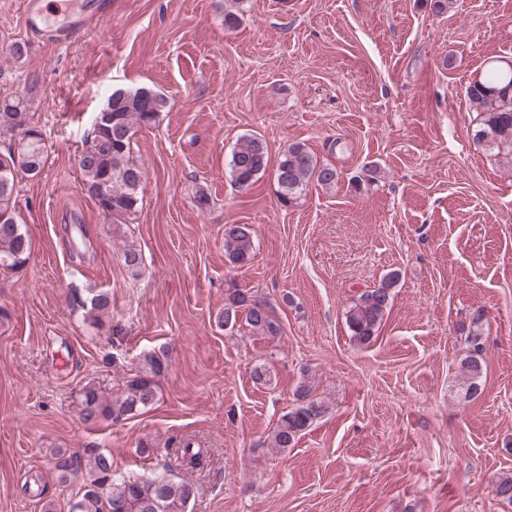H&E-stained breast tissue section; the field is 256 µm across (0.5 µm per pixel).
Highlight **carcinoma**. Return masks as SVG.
<instances>
[{
  "label": "carcinoma",
  "instance_id": "carcinoma-1",
  "mask_svg": "<svg viewBox=\"0 0 512 512\" xmlns=\"http://www.w3.org/2000/svg\"><path fill=\"white\" fill-rule=\"evenodd\" d=\"M466 96L477 112L472 140L496 154L512 155V64L489 63L485 76L469 83ZM27 94L0 98V138L10 141L0 153V269L22 268L29 260L32 242L24 225L16 216L19 176L41 175L47 162L42 132L28 119ZM167 107L163 94L149 88L116 90L102 110L110 113L108 123L94 127L77 155V166L84 190L94 199L99 213L109 224H131L139 209V192L146 171L134 156L133 138L137 129L156 122ZM269 164L267 146L255 135L241 137L232 152L230 175L241 190H249L266 172ZM274 177L280 201L295 204L310 185L324 189L336 186L339 172L324 162L302 142H294L282 153ZM254 251L252 228L247 224H230L224 230V257L231 264L248 262ZM122 262L132 271L138 270L143 258L140 250L127 244L121 252ZM395 275H389L376 288L364 290L346 312V322L359 343L371 341L381 325L390 300ZM111 299L101 292L90 297L72 295V307L97 320L108 314ZM481 314L473 319L467 340L469 353L463 360L462 381L466 392L480 390L485 371L482 357ZM217 324L226 330L245 328L257 336H278L281 326L269 305L236 289L225 299L224 311ZM168 368L165 351H150L138 362L136 374L126 381L123 390L112 396L96 386L83 387L77 396L80 420L89 428L104 420L119 422L152 406L158 397L157 378ZM326 411V406L313 398L312 387L299 386L292 407L274 427L266 447L284 450L292 446ZM204 451L188 441L177 450V459L189 468L197 467ZM48 464L65 483L80 471L86 479L73 500L69 512H188L195 496L193 485L178 481L154 468L137 474H125L114 467L112 456L97 448H88L79 458L65 448H52Z\"/></svg>",
  "mask_w": 512,
  "mask_h": 512
}]
</instances>
